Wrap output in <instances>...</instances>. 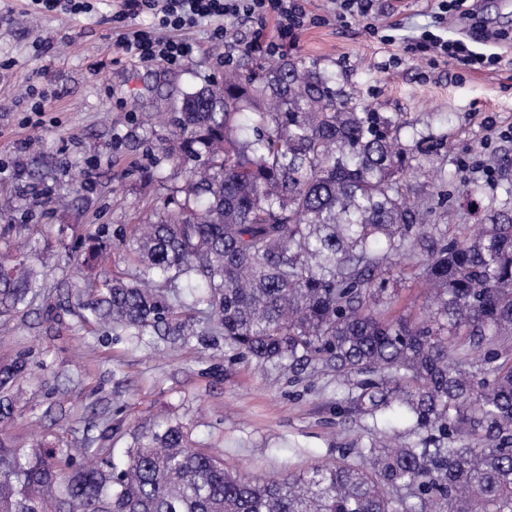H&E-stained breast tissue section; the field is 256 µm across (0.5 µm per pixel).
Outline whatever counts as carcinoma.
Wrapping results in <instances>:
<instances>
[{"label":"carcinoma","mask_w":512,"mask_h":512,"mask_svg":"<svg viewBox=\"0 0 512 512\" xmlns=\"http://www.w3.org/2000/svg\"><path fill=\"white\" fill-rule=\"evenodd\" d=\"M168 122L177 164L205 170L122 238L141 279H105L77 306L143 336L204 304L233 352L356 377L358 405L403 408L426 436L396 450L374 440L361 468L264 481L230 474L173 425L120 470L49 447L21 455L0 433V512H512V357L494 349L512 335V187L485 197L475 235L430 223L434 203L410 205L408 174L433 147H407L400 119L358 108L298 59L185 92ZM106 244L88 236L87 268ZM408 261L430 315L388 319L377 302ZM34 275L0 261L1 312L26 301ZM153 278L176 302L146 287Z\"/></svg>","instance_id":"1"}]
</instances>
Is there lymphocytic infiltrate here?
Instances as JSON below:
<instances>
[{
	"label": "lymphocytic infiltrate",
	"instance_id": "obj_1",
	"mask_svg": "<svg viewBox=\"0 0 512 512\" xmlns=\"http://www.w3.org/2000/svg\"><path fill=\"white\" fill-rule=\"evenodd\" d=\"M151 11L154 29L137 25L143 11ZM247 17L258 26L246 49L276 55L295 45L307 26V12L302 0H122V8L112 17L117 23L116 45L132 53L139 61H161L171 67L181 66L193 54V43L176 38V31L195 25L198 20ZM417 46L434 56L448 58L465 66L495 63L494 55L473 49L461 39H448L424 32Z\"/></svg>",
	"mask_w": 512,
	"mask_h": 512
}]
</instances>
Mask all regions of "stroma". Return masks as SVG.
Listing matches in <instances>:
<instances>
[{"instance_id":"stroma-1","label":"stroma","mask_w":512,"mask_h":512,"mask_svg":"<svg viewBox=\"0 0 512 512\" xmlns=\"http://www.w3.org/2000/svg\"><path fill=\"white\" fill-rule=\"evenodd\" d=\"M76 18L44 13L29 0H0V252L19 237L51 254L35 265L36 294L20 311L0 313V370L25 362L8 388L14 412L4 431L12 448L45 444L91 460L122 461L143 436L180 426L190 446L223 459L226 469L267 481L314 463H359L374 430L391 427L411 442L413 425L399 411L371 417L357 410L355 382L334 372L260 363L230 351L205 307L184 310L190 336H130L84 321L75 304L85 281L76 268L82 240L99 226L131 231L153 220L178 195L188 174L172 158L175 143L161 113L182 93L222 80L225 69L262 74L270 56L246 52L254 24L225 20L224 44L214 21L183 30L197 49L180 67L134 59L115 45L119 0H97ZM467 14L437 20V0H373V26L329 21L302 31L291 58L332 77L336 89L401 119L404 142L427 139L433 164L416 168L409 196L443 198L436 223L476 225L479 211L459 200L461 183L482 194L512 182V0H468ZM465 41L497 66L470 69L410 53L406 38L424 31ZM393 43H383L385 35ZM47 94L42 127L26 124V92ZM63 197L55 210L47 199ZM393 315L417 314L425 288L415 274H395L387 289Z\"/></svg>"}]
</instances>
